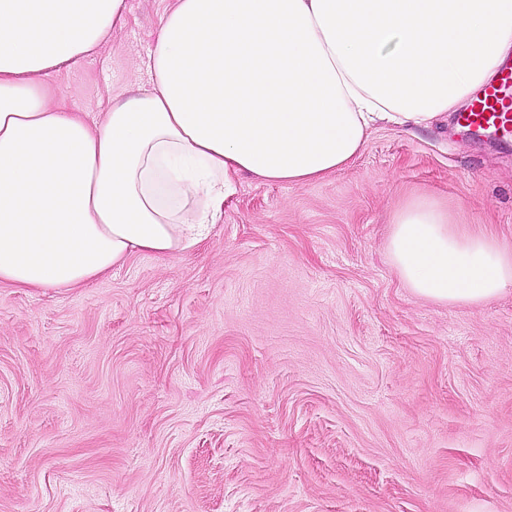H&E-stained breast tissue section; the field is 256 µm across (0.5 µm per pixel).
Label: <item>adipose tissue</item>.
<instances>
[{
	"label": "adipose tissue",
	"mask_w": 512,
	"mask_h": 512,
	"mask_svg": "<svg viewBox=\"0 0 512 512\" xmlns=\"http://www.w3.org/2000/svg\"><path fill=\"white\" fill-rule=\"evenodd\" d=\"M125 12V0H0V284L80 288L132 255L191 250L240 175L321 180L376 124L430 125L512 56V0H173L150 89L92 126L46 80ZM388 252L435 302L512 287V250L428 197L396 212Z\"/></svg>",
	"instance_id": "adipose-tissue-1"
}]
</instances>
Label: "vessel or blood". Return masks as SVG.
<instances>
[{
	"instance_id": "obj_1",
	"label": "vessel or blood",
	"mask_w": 512,
	"mask_h": 512,
	"mask_svg": "<svg viewBox=\"0 0 512 512\" xmlns=\"http://www.w3.org/2000/svg\"><path fill=\"white\" fill-rule=\"evenodd\" d=\"M511 94L512 66L507 64L497 84L487 86L466 111L457 113V124L480 133L512 135V107L506 103Z\"/></svg>"
}]
</instances>
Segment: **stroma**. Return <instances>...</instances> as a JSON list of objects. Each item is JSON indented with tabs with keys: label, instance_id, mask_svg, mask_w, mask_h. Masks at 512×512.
I'll list each match as a JSON object with an SVG mask.
<instances>
[{
	"label": "stroma",
	"instance_id": "35a3bbf8",
	"mask_svg": "<svg viewBox=\"0 0 512 512\" xmlns=\"http://www.w3.org/2000/svg\"><path fill=\"white\" fill-rule=\"evenodd\" d=\"M170 0L49 77L101 120L149 87ZM429 197L512 247V136L375 127L303 185L244 175L208 239L75 289L0 285V512H512V290L414 295Z\"/></svg>",
	"mask_w": 512,
	"mask_h": 512
}]
</instances>
